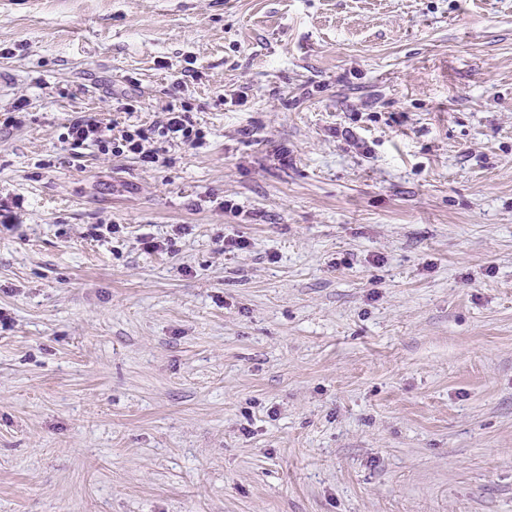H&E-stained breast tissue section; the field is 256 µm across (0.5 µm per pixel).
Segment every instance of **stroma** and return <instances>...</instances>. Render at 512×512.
<instances>
[{
	"label": "stroma",
	"instance_id": "35a3bbf8",
	"mask_svg": "<svg viewBox=\"0 0 512 512\" xmlns=\"http://www.w3.org/2000/svg\"><path fill=\"white\" fill-rule=\"evenodd\" d=\"M0 73V512H512V0H0ZM163 120L161 122V131L163 137H169L171 140H179L186 146H197L202 139L200 129H195V125L186 110H176L174 106L168 105L162 110ZM65 129L62 139L69 142L73 148L93 146L104 154L110 152L113 156L130 153L147 164L159 161L156 152L145 149L143 142L147 141V135L140 127L133 130L127 127L117 137H113L106 132L110 130L101 126L95 115H84L71 120Z\"/></svg>",
	"mask_w": 512,
	"mask_h": 512
}]
</instances>
